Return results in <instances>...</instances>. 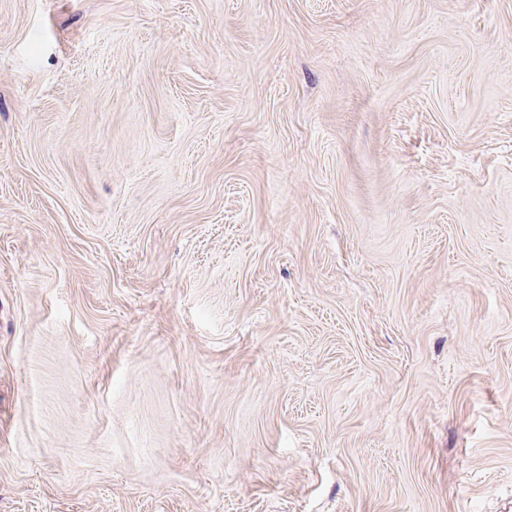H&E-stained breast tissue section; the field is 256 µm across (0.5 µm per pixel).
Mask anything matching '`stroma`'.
I'll return each instance as SVG.
<instances>
[{"label":"stroma","instance_id":"1","mask_svg":"<svg viewBox=\"0 0 512 512\" xmlns=\"http://www.w3.org/2000/svg\"><path fill=\"white\" fill-rule=\"evenodd\" d=\"M0 512H512V0H0Z\"/></svg>","mask_w":512,"mask_h":512}]
</instances>
